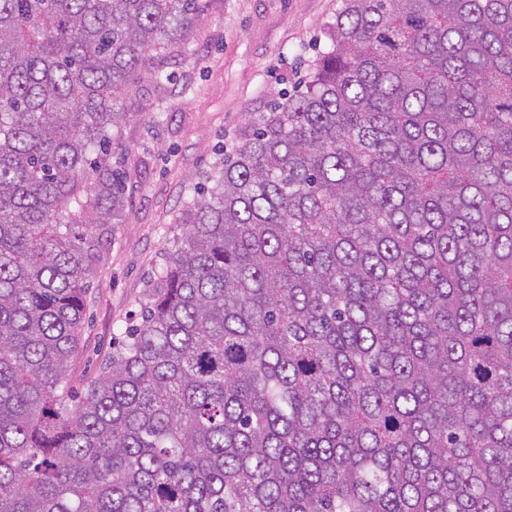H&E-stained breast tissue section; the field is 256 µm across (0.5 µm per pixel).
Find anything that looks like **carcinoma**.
I'll return each mask as SVG.
<instances>
[{"label": "carcinoma", "mask_w": 512, "mask_h": 512, "mask_svg": "<svg viewBox=\"0 0 512 512\" xmlns=\"http://www.w3.org/2000/svg\"><path fill=\"white\" fill-rule=\"evenodd\" d=\"M203 0H0V512H512V0H344L72 403L119 102Z\"/></svg>", "instance_id": "obj_1"}]
</instances>
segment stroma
I'll use <instances>...</instances> for the list:
<instances>
[{
    "label": "stroma",
    "instance_id": "35a3bbf8",
    "mask_svg": "<svg viewBox=\"0 0 512 512\" xmlns=\"http://www.w3.org/2000/svg\"><path fill=\"white\" fill-rule=\"evenodd\" d=\"M343 0H208L187 44L155 58L169 81L137 72L120 101L128 209L87 298L71 385L83 391L134 323L143 289L185 232L195 184L327 50Z\"/></svg>",
    "mask_w": 512,
    "mask_h": 512
}]
</instances>
